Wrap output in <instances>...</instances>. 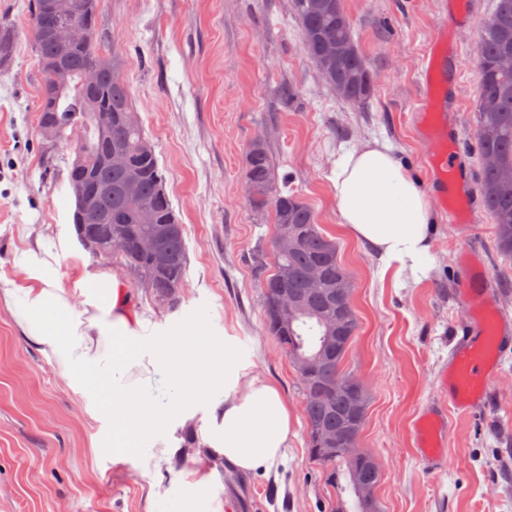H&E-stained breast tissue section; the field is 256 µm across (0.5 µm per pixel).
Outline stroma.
Returning <instances> with one entry per match:
<instances>
[{"instance_id": "35a3bbf8", "label": "stroma", "mask_w": 512, "mask_h": 512, "mask_svg": "<svg viewBox=\"0 0 512 512\" xmlns=\"http://www.w3.org/2000/svg\"><path fill=\"white\" fill-rule=\"evenodd\" d=\"M494 0H343L360 51L374 74L368 104L343 101L307 54L291 0H101L99 30L115 48L144 133L155 147L165 188L185 228L189 264L176 307L155 304L138 276L93 258L81 244L57 277L73 303L83 299L81 269L121 279L128 303L151 325H202L217 338L237 337L255 374L278 384L297 419L286 458L269 475L243 474L210 456L211 493L248 490L233 512H356L352 491L337 492L309 456L302 388L294 368L264 327L263 272L273 235L271 213L248 202L247 151L265 141L278 183L313 211L338 245L354 284L359 321L346 367L368 392L358 445L378 460L382 512H512V359L496 377L488 409L459 422L453 465L430 472L412 446V421L444 406L438 378L459 329L460 232L434 212L432 258L418 278L395 279L338 223L328 176L342 150L380 139L418 179L426 173L412 115L431 35L448 29V51L462 61L448 73L459 101L447 135L473 169L481 157L476 122L475 52ZM18 31L15 62L0 71V270L12 272L23 231L74 239L71 149L36 126L40 74L26 35L27 0H0ZM470 243L482 251L499 288L501 313L512 316V263L497 253L496 226L479 212ZM187 422L170 461L116 463L100 440L112 428L36 347L0 301V512H147L176 488L197 453Z\"/></svg>"}]
</instances>
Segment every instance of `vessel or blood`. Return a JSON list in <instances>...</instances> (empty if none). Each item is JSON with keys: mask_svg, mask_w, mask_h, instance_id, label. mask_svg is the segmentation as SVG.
<instances>
[{"mask_svg": "<svg viewBox=\"0 0 512 512\" xmlns=\"http://www.w3.org/2000/svg\"><path fill=\"white\" fill-rule=\"evenodd\" d=\"M447 57L445 36L435 33L425 53V95L417 116L424 124L421 143L433 202L448 213L453 223L471 224L478 213L472 169L463 151L448 141L445 113L431 107L433 100L447 94L446 86L438 79ZM458 263L463 275L459 298L463 319L460 337L440 381L448 392V406L439 411H423L415 424L419 457L433 469L447 468L452 460L448 451L452 416L478 412L489 402L501 360L512 353V320L494 311L498 289L485 260L478 251L465 247L459 252Z\"/></svg>", "mask_w": 512, "mask_h": 512, "instance_id": "obj_1", "label": "vessel or blood"}]
</instances>
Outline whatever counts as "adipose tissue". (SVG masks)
Returning <instances> with one entry per match:
<instances>
[{"label":"adipose tissue","mask_w":512,"mask_h":512,"mask_svg":"<svg viewBox=\"0 0 512 512\" xmlns=\"http://www.w3.org/2000/svg\"><path fill=\"white\" fill-rule=\"evenodd\" d=\"M329 182L345 232L383 266L418 275L430 256L432 212L419 183L385 142L339 156ZM65 241L38 240L16 250V277L0 273V294L40 354L72 388L112 418L107 441L115 461H166L178 432L206 413L201 445L238 471L271 472L286 455L295 414L280 388L261 378L234 337L205 340L193 322L163 331L130 309L117 276L81 271L82 306L65 295L56 270ZM193 479L157 498L154 512H224L210 493L212 473L196 458Z\"/></svg>","instance_id":"adipose-tissue-1"}]
</instances>
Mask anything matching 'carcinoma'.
<instances>
[{
	"mask_svg": "<svg viewBox=\"0 0 512 512\" xmlns=\"http://www.w3.org/2000/svg\"><path fill=\"white\" fill-rule=\"evenodd\" d=\"M61 14L42 10V0H32L28 28L39 59L40 90L37 127L48 126L54 141L69 144L68 131L87 130L86 148L76 155L69 181L94 192L96 210L86 211L75 201L72 221L78 239L93 238L88 251L95 257L129 268L150 288L156 301L177 304L187 272L184 226L176 215L165 189L155 149L132 106L128 81L114 79L123 71L116 55L105 50L97 27L100 0H62ZM300 20L308 55L326 82L339 86L349 102L371 98L372 70L360 53L351 20L336 0H292ZM78 15L85 37L68 45L52 35L63 17ZM17 32L12 20L0 16V70L13 60ZM475 61L480 80L477 90L479 147L482 158V201L497 225V252L512 259V0H496L484 21ZM95 73L87 83L83 75ZM249 202L257 211H272L274 236L296 227L292 249L270 250L272 269L263 277V304L268 332L283 347L301 380L303 413L308 429L311 458L325 471L331 484L337 482L336 465L346 464L347 486L356 497L357 512H380L377 500L363 491L362 458L371 455L352 441L344 448L326 453L323 436L342 424L353 408L346 392L336 383L351 384L346 357L357 330L351 318L347 340L336 349L338 288H353L338 261L336 243L315 224L311 209L295 194L283 192L275 179L271 157L264 144H252L245 171ZM137 198L153 214L145 224L140 212L129 203ZM118 236L121 250L107 253L108 240ZM152 239L154 247L144 251L140 244ZM276 288L301 292L294 318L285 328L276 325Z\"/></svg>",
	"mask_w": 512,
	"mask_h": 512,
	"instance_id": "1",
	"label": "carcinoma"
}]
</instances>
